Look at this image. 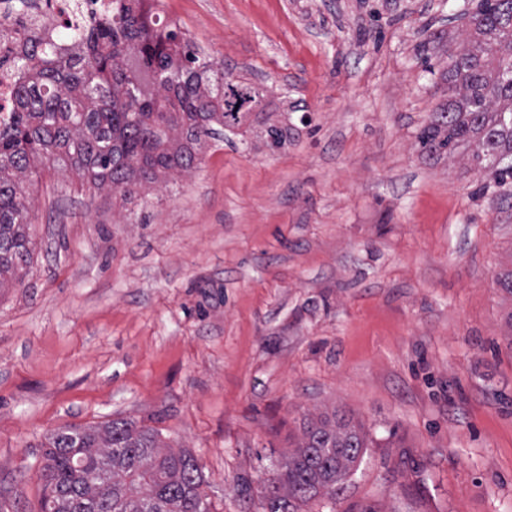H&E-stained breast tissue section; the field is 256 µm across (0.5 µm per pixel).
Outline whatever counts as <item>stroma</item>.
Returning a JSON list of instances; mask_svg holds the SVG:
<instances>
[{"instance_id": "stroma-1", "label": "stroma", "mask_w": 512, "mask_h": 512, "mask_svg": "<svg viewBox=\"0 0 512 512\" xmlns=\"http://www.w3.org/2000/svg\"><path fill=\"white\" fill-rule=\"evenodd\" d=\"M465 7L156 0L288 146L227 133L128 203L36 177L32 268L0 290V512H41L48 433L116 419L189 450L218 512H262L332 413L369 439L336 512H512V199L415 139Z\"/></svg>"}]
</instances>
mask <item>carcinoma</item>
Listing matches in <instances>:
<instances>
[{
	"label": "carcinoma",
	"instance_id": "cac0c4a2",
	"mask_svg": "<svg viewBox=\"0 0 512 512\" xmlns=\"http://www.w3.org/2000/svg\"><path fill=\"white\" fill-rule=\"evenodd\" d=\"M149 0H72L77 25L58 39L37 0H3L0 17L28 19L0 50L16 74L0 112V288L22 286L32 264L27 177L37 162L73 170L124 199L193 169L209 141L251 120L273 152L288 126L271 121L252 86L224 80ZM466 48L449 57L448 103L418 129L420 151L439 158L470 149L491 178L473 199L512 196V0H480ZM368 447L345 417L309 422L261 491L263 512H307L336 503ZM41 512H212L201 467L187 450L127 420L66 427L45 438Z\"/></svg>",
	"mask_w": 512,
	"mask_h": 512
}]
</instances>
